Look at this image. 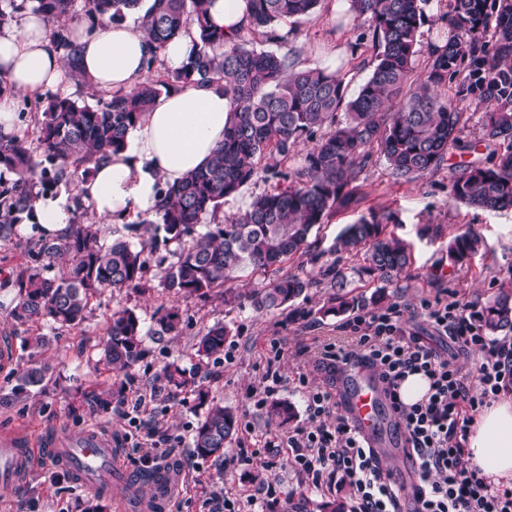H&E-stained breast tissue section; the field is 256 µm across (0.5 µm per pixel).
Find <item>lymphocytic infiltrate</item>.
Here are the masks:
<instances>
[{"mask_svg": "<svg viewBox=\"0 0 512 512\" xmlns=\"http://www.w3.org/2000/svg\"><path fill=\"white\" fill-rule=\"evenodd\" d=\"M403 316L397 306L356 316L342 326L350 334L347 342L321 344L317 352L324 361L375 369L391 391L410 373L429 379V391L420 401L393 404L408 450L420 464L418 512H512V487L495 484L472 463L466 448L474 415L512 388V338L487 336L478 312L457 302L428 308L426 320L440 337L459 350L480 352L465 375L454 358L406 332ZM307 412L310 426L280 439L290 448L293 465L318 484L339 477L351 491V512H399L397 485L386 479L373 450L348 419L335 411L331 394L308 393Z\"/></svg>", "mask_w": 512, "mask_h": 512, "instance_id": "f902f5d3", "label": "lymphocytic infiltrate"}]
</instances>
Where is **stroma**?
<instances>
[{"label": "stroma", "instance_id": "stroma-1", "mask_svg": "<svg viewBox=\"0 0 512 512\" xmlns=\"http://www.w3.org/2000/svg\"><path fill=\"white\" fill-rule=\"evenodd\" d=\"M349 6V0H324L316 17L289 26L286 47L295 53L299 66L339 72L349 91L354 92L368 77L375 51L371 38H360L354 29ZM425 11L415 58L419 70L426 64L430 48L446 39L448 0H429ZM469 158L468 152L449 149L447 168L411 183L395 182L383 160H375L358 179L361 205L337 210L325 219L318 233L310 237V254L290 261L289 270L310 271L313 256L328 250L345 225L360 216L393 214L395 220L387 230L408 244L411 266L400 287L387 289L385 303L401 305L407 331L424 336L440 351H449L448 342L437 337L425 322L424 305L455 300L479 310L499 289L512 287V210H473L455 204L449 196L451 167ZM425 225L430 233L423 236L419 230ZM468 228L483 237L485 246L464 264H453L448 243ZM33 236L26 225L12 242L0 244V340L14 350L12 364L0 367V434L24 432L39 448L57 433L75 434L97 425L111 432L117 463L111 484L96 490L82 487L67 467L35 466L18 483L0 487V512H84L87 501L98 496L106 504L104 512H114L121 501L127 512H146L144 496L126 477L127 472L140 468L132 451L136 431L116 410L118 403L137 398L147 401L144 418L152 419L168 433L171 459L184 472L182 490L170 498L166 512H208L207 491L220 489L240 501L261 483L269 487L265 512H295L301 503L305 512H317V504L324 501L349 502L348 488L332 482L315 485L310 475L290 464L287 454L273 458L265 453L266 441L286 434L289 427L270 422L265 408L255 407L251 397L253 389L261 387L268 368L277 369L282 382L274 397L293 404L296 417L292 425L299 427L308 423V391L333 390L334 384L317 357L297 353L299 346L316 338L335 341L340 326L349 320L345 314L320 316L319 310L332 292L329 283L314 285L296 301L293 310L258 314L247 307L230 309L217 301L173 294L160 285L158 275L151 270L147 273L150 291H106L91 299L80 325L59 330L40 326V333L48 336L50 343L35 354L23 344L28 325L12 316L17 291L4 282L7 271L28 262V242ZM171 305L179 306L182 314L180 334L145 337L142 356L128 372L109 370L103 361L102 344L112 312L122 306L135 309L150 326L161 309ZM218 321L231 330L224 346L228 358L199 362L196 344L205 329ZM34 358L51 366V380L44 390L15 392V373ZM173 361L197 368L211 396L222 399L237 416L238 432L225 456L234 458L233 466H225V458L200 457L191 448L192 432L203 415L195 394H155L161 368ZM114 384L121 386L122 392L114 396L108 411L77 408V391ZM243 449L252 452V459L236 461V454Z\"/></svg>", "mask_w": 512, "mask_h": 512}]
</instances>
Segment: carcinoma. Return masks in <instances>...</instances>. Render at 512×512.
Returning <instances> with one entry per match:
<instances>
[{
  "instance_id": "obj_1",
  "label": "carcinoma",
  "mask_w": 512,
  "mask_h": 512,
  "mask_svg": "<svg viewBox=\"0 0 512 512\" xmlns=\"http://www.w3.org/2000/svg\"><path fill=\"white\" fill-rule=\"evenodd\" d=\"M31 10L51 25V39L62 52L76 85L88 87L79 72L80 45L69 28L76 0H29ZM209 0H154L139 24L149 42L146 76L129 91L97 90L89 105L71 94L38 96L42 118L33 138L15 136L0 142V242L17 236L18 226L34 222V202L53 187L70 185L77 173L124 149L126 135L161 94L187 84L224 83L232 110L224 124V143L211 162L177 185L160 188L155 218L136 216L124 223L127 238L110 242L100 225L77 218L54 234H41L28 247L29 262L11 280L19 301L13 317L21 323L73 327L85 318L90 299L106 290L149 288L146 273L155 263L164 288L176 295L218 300L226 307L249 306L256 313L285 310L312 286L330 282L335 292L323 315H343L366 299L346 288L336 261L305 275L283 270V264L309 251V238L324 219L340 208L361 202L359 176L378 157L397 181L413 182L441 170L448 149L463 144V113L441 97L448 80L467 71L456 95L493 103L483 114L479 136L469 145L490 151L488 161L474 158L454 168L449 189L461 205L482 210L512 209V0H448L450 37L429 54L421 76L413 77L420 29L427 0H350L354 28L371 35L376 51L372 70L354 96L344 79L322 68L302 69L294 56L254 48L249 36L285 42L277 25L308 21L322 0H246L249 24L231 35L207 21ZM140 0H84L92 29L122 21ZM23 4L0 0V28L14 20ZM196 25L194 48L180 71L164 66L165 45L189 25ZM491 40H485L487 30ZM312 143L296 168L278 169ZM278 179L253 196L248 206L225 223L217 222L227 199L260 179ZM391 215L369 213L347 225L330 254L362 255L355 269L384 284L400 287L410 268L407 243L385 230ZM175 245L169 249V245ZM484 247L467 229L448 244L456 264ZM58 261L64 269L45 271ZM264 278L240 287L246 272ZM489 334L512 330V290L500 289L480 312ZM182 316L165 310L145 327L135 310L114 311L103 345L106 366L126 372L142 355L145 336H176ZM228 328L221 322L197 342L198 357L219 361ZM49 367L32 364L15 374L14 390L43 387ZM169 392L187 388L204 408L192 448L201 457H222L237 431L235 413L197 382L198 372L177 362L161 371ZM79 406L106 411L112 391L80 393ZM291 403H270L268 417L280 424L294 418Z\"/></svg>"
}]
</instances>
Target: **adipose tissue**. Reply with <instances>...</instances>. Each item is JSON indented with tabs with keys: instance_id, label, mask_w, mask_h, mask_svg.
Returning a JSON list of instances; mask_svg holds the SVG:
<instances>
[{
	"instance_id": "adipose-tissue-1",
	"label": "adipose tissue",
	"mask_w": 512,
	"mask_h": 512,
	"mask_svg": "<svg viewBox=\"0 0 512 512\" xmlns=\"http://www.w3.org/2000/svg\"><path fill=\"white\" fill-rule=\"evenodd\" d=\"M82 45L79 69L93 88L131 90L144 77L147 40L132 21L94 33L77 27ZM0 139L16 132L19 96L33 95L66 81L60 53L44 18L23 13L16 25L0 30ZM231 102L220 84L188 86L156 98L127 135L123 151L112 155L77 187L94 220L108 224L128 216H154L158 190L204 167L224 140ZM467 449L486 475L512 479V399L486 407L471 426Z\"/></svg>"
}]
</instances>
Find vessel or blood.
<instances>
[{"instance_id": "vessel-or-blood-1", "label": "vessel or blood", "mask_w": 512, "mask_h": 512, "mask_svg": "<svg viewBox=\"0 0 512 512\" xmlns=\"http://www.w3.org/2000/svg\"><path fill=\"white\" fill-rule=\"evenodd\" d=\"M336 388L342 410L376 455L403 445L404 429L389 410V399L377 375L369 368H335ZM26 435L18 431L0 436V484L18 481L34 466L36 457L25 448ZM111 433L90 428L78 435H61L50 443L49 453L60 464H68L82 485L94 486L97 478L114 462ZM156 505H164L179 489L182 476L173 467L161 466L151 479Z\"/></svg>"}]
</instances>
